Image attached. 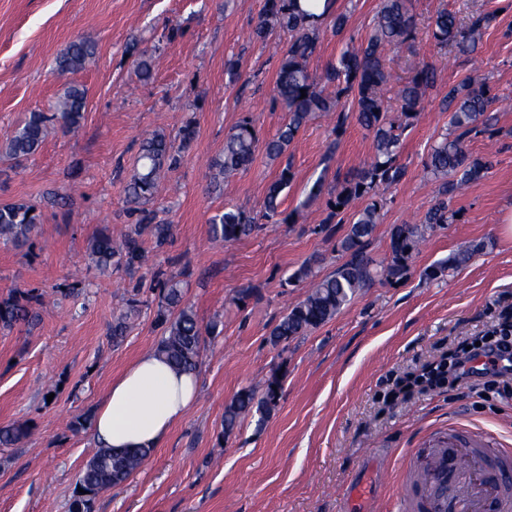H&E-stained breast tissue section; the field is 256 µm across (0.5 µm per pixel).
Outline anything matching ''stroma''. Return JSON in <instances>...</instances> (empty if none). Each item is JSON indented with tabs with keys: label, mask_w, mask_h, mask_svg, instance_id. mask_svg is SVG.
<instances>
[{
	"label": "stroma",
	"mask_w": 512,
	"mask_h": 512,
	"mask_svg": "<svg viewBox=\"0 0 512 512\" xmlns=\"http://www.w3.org/2000/svg\"><path fill=\"white\" fill-rule=\"evenodd\" d=\"M412 3L416 37L388 52L386 64L401 82L418 66L435 65L436 81L402 135L404 177L378 190L385 205L369 254L388 259L391 227L419 223L438 200L440 183L425 162L448 127L443 99L466 79L487 84L495 98L496 133L468 142L491 167L455 195L458 220L427 234L404 281L375 282L324 326L275 346L272 328L308 293L288 275L310 260L326 276L341 261L336 246L348 227L327 223L328 202L369 160L372 137L356 117L340 130L316 117L282 161L292 173L282 194L292 223L213 243L210 217L225 208L259 214L282 165L260 153L220 191L208 188L209 163L228 132L248 119L265 141L287 119L274 105L280 56L254 36L264 0H0V141L29 113L52 111L64 82L87 96L75 131L53 125L34 156H0V203L26 202L41 213L33 247L0 243V301L19 290L51 298L36 321L0 328V427L28 429L18 445L0 447V512H68L98 448L91 429L74 422L92 417L113 380L155 349L154 282L171 275L201 324H219L216 335L203 337L198 399L142 468L98 497L95 512H338L342 495L361 483L380 512H391L402 463L437 441L480 435L512 448V398L485 401L444 387L393 394L407 372L512 306V239L500 231L512 205V8L504 0ZM379 8L380 0H336L346 26L322 30L310 73L321 77L349 43L363 41ZM444 8L494 13L470 55L444 52L431 38L428 26ZM78 38L95 43V58L58 77V53ZM141 48L152 51L147 82L137 73ZM232 61L240 67L236 81L226 73ZM190 120L196 139L151 205L157 221L172 225L169 240L159 246L144 237L151 263L132 273L90 267L89 242L101 233L119 237L134 222L126 184L142 140L155 132L177 138ZM320 176L322 194L308 199ZM64 188L72 192L65 205L54 199ZM468 241L488 247L458 270L426 277ZM133 298L138 311L113 341L112 325ZM277 374L282 386L269 415L251 414L225 434L233 396Z\"/></svg>",
	"instance_id": "obj_1"
}]
</instances>
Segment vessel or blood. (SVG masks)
Segmentation results:
<instances>
[{"label":"vessel or blood","instance_id":"1","mask_svg":"<svg viewBox=\"0 0 512 512\" xmlns=\"http://www.w3.org/2000/svg\"><path fill=\"white\" fill-rule=\"evenodd\" d=\"M395 512H512V448L439 444L404 474Z\"/></svg>","mask_w":512,"mask_h":512}]
</instances>
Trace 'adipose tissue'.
<instances>
[{
  "label": "adipose tissue",
  "instance_id": "1",
  "mask_svg": "<svg viewBox=\"0 0 512 512\" xmlns=\"http://www.w3.org/2000/svg\"><path fill=\"white\" fill-rule=\"evenodd\" d=\"M195 374L175 371L156 352L137 357L112 383L92 428L103 448H157L197 398Z\"/></svg>",
  "mask_w": 512,
  "mask_h": 512
}]
</instances>
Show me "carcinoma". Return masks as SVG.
Listing matches in <instances>:
<instances>
[{
    "instance_id": "cac0c4a2",
    "label": "carcinoma",
    "mask_w": 512,
    "mask_h": 512,
    "mask_svg": "<svg viewBox=\"0 0 512 512\" xmlns=\"http://www.w3.org/2000/svg\"><path fill=\"white\" fill-rule=\"evenodd\" d=\"M299 0H265L256 28L257 36L269 38L280 32L290 34L283 50L275 81V100L288 112V120L275 137L259 143L252 123L242 121L224 139V151L214 158L211 186L221 183L245 170L252 164L256 152L263 151L267 160L282 158L301 128L321 112H335L339 130L347 115L339 111L341 100L351 97L356 103L357 120L373 137L374 153L370 162L353 176L344 180L331 201L327 223L337 220L344 223L342 210L355 199H370L361 210L352 214L346 236L339 242V251L345 260L329 276L314 280L313 263L307 262L289 277L290 282L311 280V289L304 300L296 304L272 329L269 341L277 346L297 336L308 333L330 322L340 310L375 278L399 282L408 274V259L427 232L452 224L457 211L451 207L456 193L470 182L481 179L489 168V161L472 155L467 149V139L478 125H491L489 113L494 97L485 86L475 87L462 81L448 88L446 109L449 112L448 132L431 149L425 162L427 171L441 181V199L430 208L419 224H398L389 232L390 256L378 262L367 252L384 206L377 189L382 184H392L403 178L405 170L397 163L401 136L407 121L416 117V108L429 86L434 83L435 70L422 65L415 75L397 89L393 104L400 111L402 122L388 118L391 105L383 91L391 81L385 64L386 51L412 41L416 22L411 0H382L373 29L366 41L345 51L336 64L316 80L308 71V61L315 54L322 24L333 16L334 0H327L328 14L319 16L301 9ZM494 15L477 11L461 20L456 14L439 11L432 23V38L442 46L460 55L475 51L483 39ZM95 55L94 45L84 39L71 41L56 60L57 73L65 75L84 67ZM306 97H301V93ZM86 110L85 89L67 83L48 116L32 112L10 136L0 143V153L12 158H28L41 148L48 123L56 121L71 131L79 127ZM195 136L192 123L182 129L179 146L175 147L165 134L156 132L145 138L139 149L138 169L126 187L128 211L137 216V223L114 242L112 236L100 234L90 245L92 262L101 270L131 271L148 264L149 255L143 246L142 236L151 235L158 244L164 243L172 233V225L154 223L153 211L145 208L154 199L158 182L165 174L181 164ZM292 180L290 168L281 169L271 183L263 203L262 217L274 224L290 223L292 216H282L281 195ZM40 215L27 203L0 204V243L15 247L31 246L38 232ZM212 239L229 243L250 236L257 227V219L241 209L219 211L209 219ZM483 248L481 244L460 247L448 260L432 267L427 276L436 277L445 271H455L468 264ZM160 298L155 321L162 328V337L156 352L163 355L179 372L196 371L203 351L202 328L191 307L183 304L184 292L180 282L173 277L158 282ZM32 318L31 304L24 292L0 302V325L11 328ZM279 379L271 377L262 395L251 387L241 389L224 408V434H231L248 415L271 410L279 396L276 387ZM21 426L0 428V445L9 448L25 436ZM150 450L134 448L123 452L99 449L86 463L79 477L70 504V512H94L97 497L106 490L128 480L141 468Z\"/></svg>"
}]
</instances>
